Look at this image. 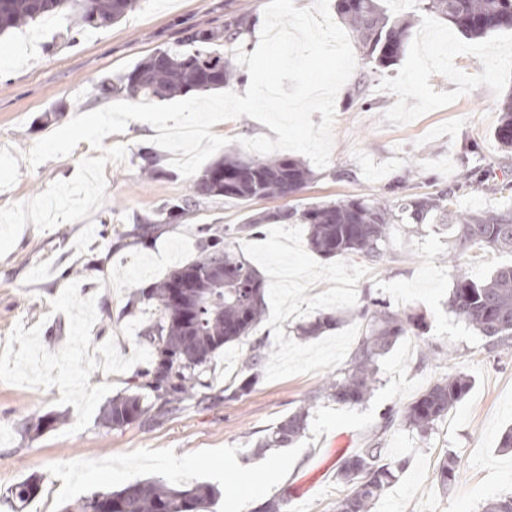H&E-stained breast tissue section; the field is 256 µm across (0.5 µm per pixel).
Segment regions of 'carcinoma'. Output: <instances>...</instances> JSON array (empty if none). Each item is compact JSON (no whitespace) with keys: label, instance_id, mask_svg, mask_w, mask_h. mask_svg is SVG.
Returning <instances> with one entry per match:
<instances>
[{"label":"carcinoma","instance_id":"obj_1","mask_svg":"<svg viewBox=\"0 0 512 512\" xmlns=\"http://www.w3.org/2000/svg\"><path fill=\"white\" fill-rule=\"evenodd\" d=\"M135 0H0V33L22 27L50 13L68 7L85 28L108 26L134 8ZM384 0H336L337 15L351 28L363 59L375 70L389 68L403 56L409 38V23L390 16ZM417 10L448 21L470 39L512 30V0H418ZM251 17L246 13L229 16L224 25L208 29L190 28L183 36L142 59L127 73L105 77L96 84L97 94L123 95L131 99L173 98L191 90L208 91L224 87L232 76L231 63L215 48L223 41L239 46L249 32ZM494 136L504 149L512 148V96L501 105V117ZM142 169L154 178L166 175L158 159L149 151L140 154ZM313 178L311 169L290 157L242 159L234 152L224 154L193 180L190 194L168 202L159 210L163 224H179L200 200L226 198L254 200L286 198L299 193ZM504 193L509 182L496 180L479 161L463 168L451 187L432 193L403 194L392 205L366 196L313 203L304 208H279L251 214L233 229L206 227L198 256L173 270L142 297L157 304L161 316L142 328L140 337L155 348L158 360L143 376V386L156 394L155 416L179 409L185 400L197 398L203 386V368L225 345L250 336L265 313L264 280L255 267L234 251L228 238L250 237L263 224H305L309 249L325 259L358 256L380 263L390 246L391 228L401 225L412 232L430 219L448 224L454 249L459 252L492 250L512 254V210L495 213H464L457 207L462 189ZM155 220L145 219L119 236L144 240L155 230ZM224 267V286L216 285L209 271ZM193 274L189 294L192 314L184 320L182 308L174 301L173 290ZM449 309L488 339L490 346L512 349V264L499 267L489 279L475 281L457 271L449 297ZM356 315L365 326L363 336L344 367L327 376L292 413L280 421L259 444L261 448L286 447L306 429L309 410L317 401L330 399L355 405L371 396L379 383L378 360L396 341L421 326L418 317L390 310L384 300L364 295ZM342 312L321 314L299 326L305 337L318 336L337 327ZM269 357L263 340L249 346L242 367L252 372L239 390H247L258 376V368ZM472 388V379L452 373L437 379L412 402L383 414V424L357 454L337 468L336 479L351 487L336 505V512H371L406 467V460H387L382 438L396 421L427 436L438 421L448 416ZM147 413L137 394L112 399L103 412L104 424L120 429ZM463 467L457 454L445 457L437 480L447 489L456 483ZM38 490L29 477L10 489L9 499L24 504ZM219 495L210 485L183 489L161 480H131L120 490L85 500L81 512H101L107 505L117 512H207Z\"/></svg>","mask_w":512,"mask_h":512}]
</instances>
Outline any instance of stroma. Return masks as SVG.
Instances as JSON below:
<instances>
[{"mask_svg": "<svg viewBox=\"0 0 512 512\" xmlns=\"http://www.w3.org/2000/svg\"><path fill=\"white\" fill-rule=\"evenodd\" d=\"M267 0H137L121 21L63 34L68 13L0 34V207L28 201L56 181L72 179L78 163L98 152L80 142L71 155L30 166L26 155L38 140L75 116L105 107L93 87L105 76L131 70L143 58L181 37L185 28L222 25L225 13L247 10L254 31L242 48L253 53ZM390 14L412 21L407 49L394 66L373 72L365 62L336 99L331 159L314 169L299 194L243 203L209 199L179 224H164L146 243L116 246L119 234L168 201L182 198L190 181L171 164L172 154L153 146L151 125L129 122L104 146L127 148L107 164L106 199L88 218L42 231L26 225L13 249L0 257V512H12L6 496L16 483L36 477L37 496L22 512H79L78 499L55 505L61 479L53 463L100 460L141 448H170L182 456L219 446L237 447L243 466L263 462L269 449L257 441L307 399L321 380L342 367L363 331L359 320L314 338L298 336L299 324L321 313L354 310L365 294L385 299L392 311L424 315L414 338L408 379L431 385L460 370L473 386L427 438L394 425L384 443L388 458L407 461L405 471L373 506V512H482L491 499L512 493V451L499 448L512 426V351H488L486 340L448 309L456 270L453 239L437 224L408 234L391 231L382 263L356 257L325 259L312 252L301 224H266L241 240L245 256L266 279V314L255 331L270 357L252 386L231 393L247 342L224 347L202 376L206 404L184 402L166 417L151 412L121 429L100 418L113 397L140 393L156 400L140 371L155 357L138 333L160 312L154 303L133 304L137 289L156 283L197 253L208 226L241 223L246 214L284 206L367 195L392 202L393 177L409 174L413 192L453 185L466 161L464 146L477 141L485 166L512 182L494 138L500 109L512 92V31L471 40L434 15L417 13L415 0H386ZM367 106H348L355 87ZM65 112H58V105ZM152 149L168 175L141 171L139 154ZM451 351L446 363L420 365L425 347ZM374 429L349 430V448L335 447V433L321 434L272 489L281 512H334L348 492L336 479L340 461L357 453ZM463 460L448 491L436 474L446 455Z\"/></svg>", "mask_w": 512, "mask_h": 512, "instance_id": "obj_1", "label": "stroma"}]
</instances>
